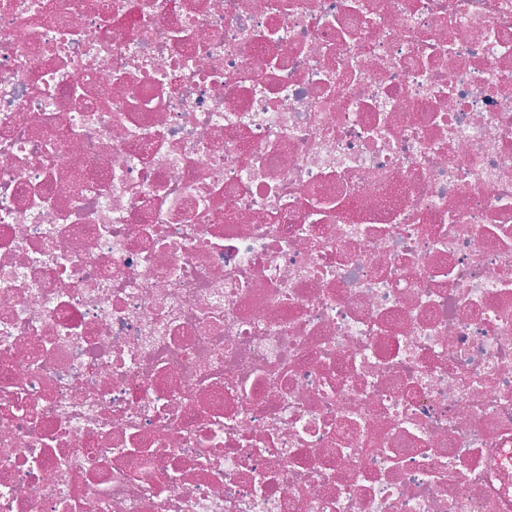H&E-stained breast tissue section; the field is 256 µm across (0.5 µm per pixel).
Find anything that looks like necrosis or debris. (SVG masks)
Returning <instances> with one entry per match:
<instances>
[{
	"label": "necrosis or debris",
	"mask_w": 512,
	"mask_h": 512,
	"mask_svg": "<svg viewBox=\"0 0 512 512\" xmlns=\"http://www.w3.org/2000/svg\"><path fill=\"white\" fill-rule=\"evenodd\" d=\"M0 512H512V0H0Z\"/></svg>",
	"instance_id": "necrosis-or-debris-1"
}]
</instances>
